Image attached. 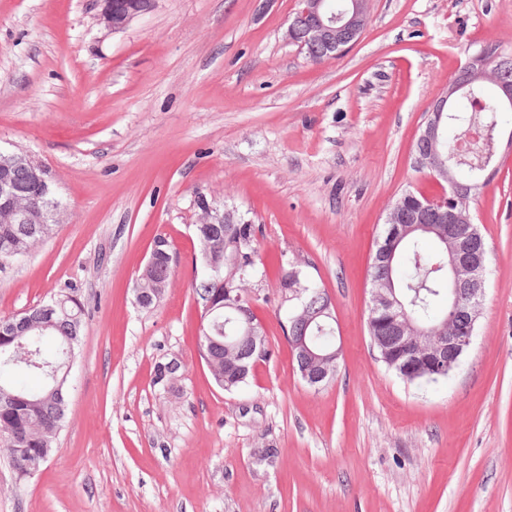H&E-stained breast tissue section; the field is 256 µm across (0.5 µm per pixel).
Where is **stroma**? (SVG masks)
<instances>
[{
    "mask_svg": "<svg viewBox=\"0 0 512 512\" xmlns=\"http://www.w3.org/2000/svg\"><path fill=\"white\" fill-rule=\"evenodd\" d=\"M294 0H155L120 32L98 0H0V144L41 160L67 208L0 265V319L67 288L84 305L65 417L20 477L0 439V512H512V149L471 208L487 244L475 335L447 378L411 384L366 330L388 206L441 191L414 164L430 104L467 58L512 53V0H370L340 56L283 32ZM294 254L336 314L341 357L315 389L259 286L270 344L248 385L216 387L192 291L196 192ZM173 275L145 309L156 238ZM181 364L159 383L158 365Z\"/></svg>",
    "mask_w": 512,
    "mask_h": 512,
    "instance_id": "1",
    "label": "stroma"
}]
</instances>
